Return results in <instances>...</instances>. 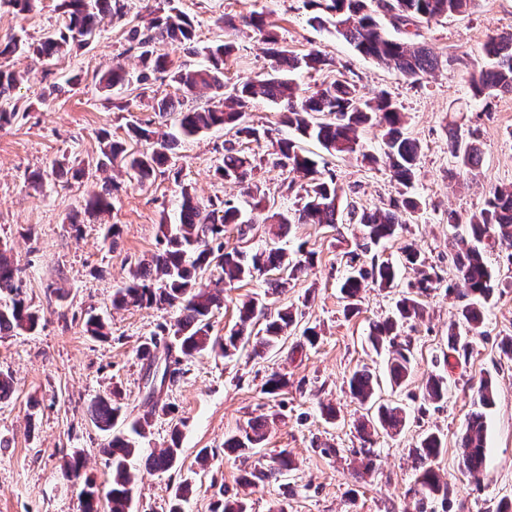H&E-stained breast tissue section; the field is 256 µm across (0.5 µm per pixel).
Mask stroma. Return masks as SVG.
Wrapping results in <instances>:
<instances>
[{
    "mask_svg": "<svg viewBox=\"0 0 512 512\" xmlns=\"http://www.w3.org/2000/svg\"><path fill=\"white\" fill-rule=\"evenodd\" d=\"M59 2L36 0L34 9L21 16L0 0V41H37L61 23ZM142 2L128 0L124 18L104 19L100 35L83 49L62 51L49 61L20 53L0 58V67L27 75L12 93L23 118L0 128V251L22 268L21 287L42 315L36 331L0 337V371L14 378L13 394L0 401V439L9 442L0 448V512H81V481L66 479L62 471L66 454L76 448L85 457L84 479L107 490L110 470L100 451L105 436L90 423L88 405L98 394L115 389L128 414L146 410V367L137 349L157 324L175 317L173 311L156 308L113 309L115 288L139 258L155 251L158 226L163 217L173 215L182 186H192L204 200L233 199L242 210L250 208L239 187L215 173L228 139L222 129L178 142L166 173L147 186L123 173L111 180L97 170L100 130L117 139L134 122L151 124L161 133L173 130L153 110L157 99L179 96L168 79L132 83L122 95L129 103L125 110L110 104L98 84L100 75L116 64L138 74V59L128 47L131 30L149 19ZM175 4L193 19L198 46L223 40L224 17L262 13L288 50L298 55L316 51L329 60V69L295 73L301 88L312 92L322 83L343 79L365 97L381 91L389 95L404 115V135L423 147L411 190L420 209L401 237L384 242L362 260L375 257L399 264V281L407 283L413 273L401 265V247L409 240L443 277L445 287L424 296L423 316L404 325L401 336L411 343L413 370L402 386H395L387 371V351H374L366 342L370 322L391 313L395 294L366 289L358 313H344L339 285L346 254L358 241L356 225H292L281 244L291 252L302 242L315 250L308 275L278 297L268 294L260 277L225 285L224 305L214 312L210 334L223 337L237 320V300L258 295L269 304L297 307L304 324L317 328V344L300 346L296 333L282 349L261 358L243 349L230 358L212 352L182 362L183 377L161 395L175 414L156 419L144 443L148 451L166 447L172 428H179L181 466L156 475L139 471L134 512H166L173 488L185 480L192 484L185 512H213L221 496L245 499L248 512H276L282 505L287 512H496L500 501L512 499V354L504 350L512 339V264L498 251L488 252L487 258L505 288L487 302L482 334L473 337L465 361L448 367L443 358L448 325L458 320L462 306L447 291L457 281L449 257L454 230L448 214L467 218L483 207L491 187L512 186V93L477 98L469 85L471 75L487 64L481 48L488 37L512 33V0H476L464 14L404 32L405 41L424 42L440 60L435 72L416 81L360 55L333 29L313 26L304 0ZM272 65L259 36L246 31L239 34L224 67V82L230 86L256 77L270 72ZM75 73L81 80L70 92L53 91V84ZM453 127L472 133L480 146L477 169L463 171L449 153L448 131ZM359 141L361 153L349 157L329 154L314 142L304 148L358 207H386L398 196L390 170L362 159L366 153H382L380 133L361 129ZM271 150L270 142L251 146L259 160L252 178L274 199L276 209L295 211L307 181L272 167L266 160ZM62 157L83 167L85 177L77 182L57 178L52 163ZM34 172L43 177L38 190L27 182ZM105 191L111 212L83 215L80 228H73L69 219L84 199ZM109 224L119 229L111 241L103 237ZM27 228L32 231L28 237L23 234ZM90 311L107 321V338L85 333L84 317ZM362 366L374 375L379 401L406 405L409 417L400 434L380 432L363 441L358 430L363 409L348 390L351 372ZM274 371L288 381L275 397L262 389L266 375ZM435 372L445 375L448 395L426 414H418L409 395L420 391L428 374ZM486 378L493 383L494 402L485 411V470L475 481L462 472L460 444L467 418L477 408L479 383ZM328 404L335 407L336 420H326L322 408ZM260 415L271 420L262 447L225 448L227 437ZM429 430L444 442L432 463L450 487L444 500H422L416 482L411 450ZM365 443L374 450V467L368 473L358 453ZM329 446L336 448V455H325ZM203 449L209 460L201 467L195 458ZM283 449L293 460L287 478L251 484L255 467Z\"/></svg>",
    "mask_w": 512,
    "mask_h": 512,
    "instance_id": "obj_1",
    "label": "stroma"
}]
</instances>
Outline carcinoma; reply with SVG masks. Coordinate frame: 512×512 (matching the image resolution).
<instances>
[{
    "instance_id": "cac0c4a2",
    "label": "carcinoma",
    "mask_w": 512,
    "mask_h": 512,
    "mask_svg": "<svg viewBox=\"0 0 512 512\" xmlns=\"http://www.w3.org/2000/svg\"><path fill=\"white\" fill-rule=\"evenodd\" d=\"M472 0H393L394 13L389 15L391 24L417 27L440 17L461 14ZM315 10L310 21L320 27L329 25L336 35L361 55L380 65L392 68L402 76L417 80L433 72L439 64L438 57L423 43H408L386 33L379 22L385 12L381 0H307ZM65 16L62 27L48 31L28 49L50 59L65 47L92 43L99 32L100 18L105 15L124 16V0H63L60 5ZM242 25L262 35L266 52L275 61L273 72L266 76L235 84L220 105L182 109L170 98L156 104L158 112L174 116L177 134L154 138L149 124L133 123L128 127V138L136 142H151V149L137 152L127 148L124 141L112 139L106 131L99 135L101 153L112 167L124 171L145 185L165 171L170 152L178 142V136H196L212 128H224L234 132L236 140L249 142L269 141L272 165L283 171L299 173L309 179V189L296 209L298 224L339 223V187L334 178L326 179L318 170L317 161L306 154L297 141L312 139L326 151L338 156L351 155L359 147L358 130L376 127L382 133L384 156L399 185V198L390 207L368 212L355 202L346 203L349 223L356 224L361 234L357 249L349 252L346 274L340 286L348 301L346 313L357 310L362 291L369 287L387 289L394 287L397 270L387 261L372 260L365 266L360 263V253L369 251L384 241L403 233L409 217L418 209V201L409 195L421 155L420 145L403 135V113L381 94L373 99L358 95L355 86L346 80L336 79L325 87L303 94L292 78V73L302 69H317L326 60L317 53L294 56L280 45L278 35L261 13L242 18ZM240 25V26H242ZM240 26L232 18L224 20L225 40L198 49L193 46L194 29L189 16L178 7L169 6L165 15L151 19L141 29L131 32L129 50L135 52L142 66L137 81H148L156 74H163L177 86L184 97L196 98L205 91L224 87V61L234 51L233 40ZM168 41L186 47L192 55H203L208 63L195 68L184 64L174 65L166 56L156 52V43ZM482 53L490 60L489 66L471 75L470 88L475 96H485L493 91L512 92V36L493 35L482 46ZM22 77L8 69H0V127L8 125L19 116V107L10 98ZM101 88L123 90L131 84L127 73L120 67L112 68L99 79ZM263 99L284 106L283 125L293 129L297 140H272V130L255 126L246 120L250 103ZM448 150L461 165L471 170L480 161L479 149L470 139L456 129L449 131ZM255 169L254 159L230 146L225 149L224 163L216 168V174L226 182L246 185L245 195L254 200L253 209L265 211L262 223L277 228L273 236L281 235L291 224L288 216L263 204L265 196L256 184L248 183ZM258 231L256 219L243 215L241 208L230 199L200 201L184 187L181 191L175 222L162 221L158 225V248L149 258L142 259L130 273L123 287L112 297V308L120 309L130 304L139 307H169L176 311L170 325L159 326V331L147 338L138 349V358L146 367L153 366L162 351L171 357L174 368L171 382L180 378L178 368L181 358H191L219 350L230 358L241 343L255 339L254 355L261 357L284 345L288 330L298 326V311L291 306L272 309L264 300L251 297L241 303L239 320L217 342L210 336V318L221 307L224 298L221 290L202 283L204 275L212 270L221 271L223 278L232 283L252 279L258 275L273 273L267 281L272 293H282L291 280L307 272L314 264V252L302 243L294 255L286 249L268 243L256 251L229 247L224 239L234 232L241 241H248ZM493 241L509 250L507 258L512 262V188L496 187L489 192L485 207L471 215L466 235L455 239L456 250L451 254L457 277L463 282L462 299H470L460 311V318L448 327V348L459 358H467L471 337L479 334L483 324V303L496 290L503 287L492 272L486 257V243ZM404 266L414 273V280L401 292L393 312L383 319L369 324L368 341L376 350L388 349L387 368L391 381L402 385L412 371L409 345L398 341L404 323L421 316L423 307L420 297L428 294L441 282L440 275L427 263L420 251L411 243L402 247ZM22 269L0 255V294L8 301L0 304V335L15 336L36 329L38 310L23 296L20 286ZM285 376L271 372L263 384V391L277 396L287 386ZM351 396L367 406V414L360 423L362 430L373 428L386 432H398L407 422L406 407L399 403L376 404L374 402V377L360 368L352 372L348 380ZM445 378L430 374L426 380L419 411L426 405L436 404L447 395ZM149 409L133 419L122 412V406L112 395H98L88 407L90 423L100 432L108 434L102 453L107 456V466L112 482L105 494L85 480L80 492L82 512H133L134 487L137 475L132 471L133 461L142 455L144 440L151 434V418L161 413L169 415V404L155 398L148 401ZM267 421L254 419L239 434L225 441L231 449L258 448L265 440ZM443 448L441 436L426 431L412 449L419 462L417 483L423 498H448V482L431 466ZM463 470L473 479L482 474L486 461L485 416L480 411L471 413L461 439ZM182 448L179 428L173 426L166 447L150 453L146 458V470L150 474L165 473L177 466ZM291 470L288 453L282 451L271 464L257 470L254 477L261 482H278ZM189 489L188 482L180 483L172 491L167 512H184L183 503Z\"/></svg>"
}]
</instances>
